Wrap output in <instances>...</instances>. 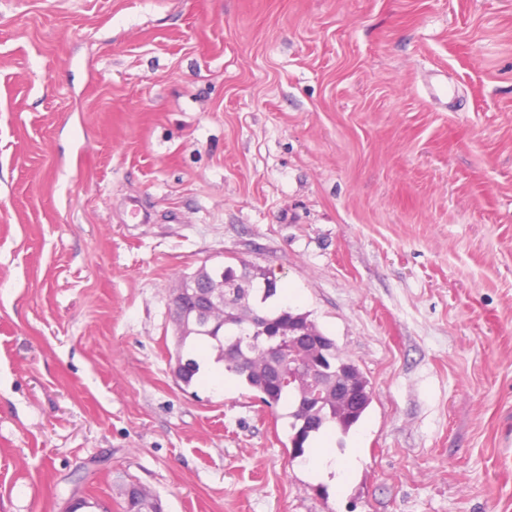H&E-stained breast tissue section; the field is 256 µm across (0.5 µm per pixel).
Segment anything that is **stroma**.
I'll return each mask as SVG.
<instances>
[{
    "instance_id": "obj_1",
    "label": "stroma",
    "mask_w": 512,
    "mask_h": 512,
    "mask_svg": "<svg viewBox=\"0 0 512 512\" xmlns=\"http://www.w3.org/2000/svg\"><path fill=\"white\" fill-rule=\"evenodd\" d=\"M274 275L368 379L177 385L172 291ZM512 512V0H0V512ZM358 453L356 448H350L344 463L336 466V449L329 443L323 442L317 448H311L306 464L305 470L308 476L316 482L330 481L334 484V488L343 490L346 485L347 473L355 468L358 464ZM334 477L331 479V475ZM118 494L123 500L121 503L122 512H145L142 511V508L152 507L153 502L158 501L157 495L134 483L121 484L118 488Z\"/></svg>"
}]
</instances>
